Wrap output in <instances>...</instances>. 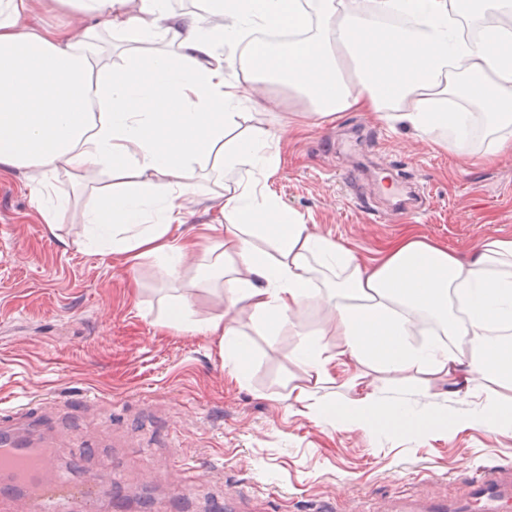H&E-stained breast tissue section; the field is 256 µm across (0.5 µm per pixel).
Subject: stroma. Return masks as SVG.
I'll use <instances>...</instances> for the list:
<instances>
[{"label": "stroma", "instance_id": "35a3bbf8", "mask_svg": "<svg viewBox=\"0 0 512 512\" xmlns=\"http://www.w3.org/2000/svg\"><path fill=\"white\" fill-rule=\"evenodd\" d=\"M253 89L268 108L246 109L241 133L278 126L303 107L281 87L257 81ZM277 148L280 166L262 182L267 196L364 263L409 233L463 260L485 237H512V154L486 165L364 112L343 113L300 135L282 133ZM391 166L419 185L424 205L416 217L386 212L376 176ZM351 170L366 178L359 203L342 181ZM55 191L67 206L51 227L33 209L23 173L0 177V405L45 397L48 413H66L74 436L119 463L127 494L140 506L175 495L176 482L153 483L149 475L174 471L179 462L208 464L211 480L196 493L202 508L216 496L236 497L240 483L250 481L283 483L303 498L344 497L355 488L404 497L414 490L406 475L419 469L431 474L424 491L439 496L478 464L512 462V429L456 427L472 401L449 399L445 382L432 376L367 367L346 386L318 390L343 399L376 386L382 400L434 411L423 428L369 433L318 421L295 400L312 384L295 360L299 333L336 348L316 302L297 331L270 334L249 315L233 316L249 346L247 381L238 383L215 338L160 323L161 300L173 285L157 262L131 264L85 248L75 213L87 195L65 177ZM197 262L186 257L182 280L197 318L225 314L211 289L194 286ZM85 392L96 397L94 407L67 405V396Z\"/></svg>", "mask_w": 512, "mask_h": 512}]
</instances>
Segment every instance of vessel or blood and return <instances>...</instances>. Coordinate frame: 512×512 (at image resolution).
<instances>
[{
	"label": "vessel or blood",
	"instance_id": "b4317fda",
	"mask_svg": "<svg viewBox=\"0 0 512 512\" xmlns=\"http://www.w3.org/2000/svg\"><path fill=\"white\" fill-rule=\"evenodd\" d=\"M39 430L35 403L0 412V512H98L103 501L121 499L122 478L112 464H105L98 481H72ZM368 500L370 492H357L351 510L338 498H310L304 512H512V464L473 468L462 490L449 496L416 492L402 500L377 501L372 508Z\"/></svg>",
	"mask_w": 512,
	"mask_h": 512
}]
</instances>
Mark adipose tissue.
<instances>
[{"instance_id":"adipose-tissue-1","label":"adipose tissue","mask_w":512,"mask_h":512,"mask_svg":"<svg viewBox=\"0 0 512 512\" xmlns=\"http://www.w3.org/2000/svg\"><path fill=\"white\" fill-rule=\"evenodd\" d=\"M0 0V176L22 171L44 223L58 209L47 193L59 175L110 188L78 213L89 245L130 262L151 258L180 279L186 254L197 276L224 289L228 310L276 329L295 326L314 301L328 306L335 352L302 336L296 361L315 383L330 365L369 364L448 379L449 397H473L469 425L512 429V238H485L471 259L405 235L374 264L280 212L260 179L280 163L275 130L239 134L246 87L230 74V51L244 34L286 18L308 37L254 51V78L272 76L306 107L285 121L298 132L366 112L409 126L443 147L494 161L512 151V26H488L464 39L469 0ZM76 15L80 27L55 22ZM120 52L122 67L112 65ZM467 95L449 108L448 98ZM487 118L493 135L477 143ZM216 182L224 233L200 240L182 226L200 186L197 167ZM436 327L424 346L410 341L420 317ZM165 325L217 337L224 364L245 379L247 344L221 317L195 318L186 297L172 299ZM315 417L360 424L376 413L394 429L427 419L416 405L386 403L377 390L321 402L302 391Z\"/></svg>"}]
</instances>
